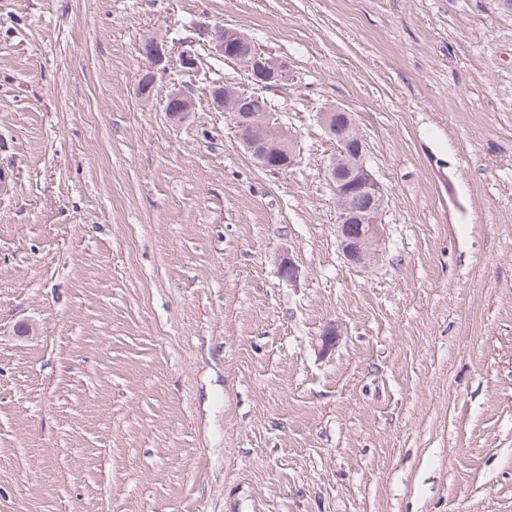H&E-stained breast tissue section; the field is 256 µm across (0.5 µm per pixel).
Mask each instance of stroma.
<instances>
[{
  "mask_svg": "<svg viewBox=\"0 0 512 512\" xmlns=\"http://www.w3.org/2000/svg\"><path fill=\"white\" fill-rule=\"evenodd\" d=\"M202 22L288 82L257 90ZM214 82L267 98L294 169L252 162ZM328 105L387 190L372 268L336 240ZM234 487L239 512H512L506 0H0V512H225ZM253 39L236 28L224 26L212 32L207 39V46L214 56L231 57L247 72L250 81L260 87H276L289 80L290 69L286 59L265 54L261 49H254ZM251 48L247 53L234 54L237 48ZM174 102L178 107V111H173L171 106L168 109V115L172 124H179L185 121L191 112H194L196 108V100L194 96V89L191 85H182L175 88L169 93L163 102V106L166 102Z\"/></svg>",
  "mask_w": 512,
  "mask_h": 512,
  "instance_id": "obj_1",
  "label": "stroma"
}]
</instances>
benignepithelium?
Returning a JSON list of instances; mask_svg holds the SVG:
<instances>
[{
  "mask_svg": "<svg viewBox=\"0 0 512 512\" xmlns=\"http://www.w3.org/2000/svg\"><path fill=\"white\" fill-rule=\"evenodd\" d=\"M149 43L147 58L151 70L146 76L148 83L151 82L153 69L163 65L169 58L167 41L153 36L149 38ZM207 46L213 55L219 58L230 57L242 65L250 81L260 88L276 87L289 80L287 60L254 48L253 39L236 28L226 26L217 29L209 35ZM208 97L214 110L232 115L235 133L255 164L265 163L266 144L257 132L266 128L274 129L280 141V155L273 170L278 173L287 172L298 164L297 139L275 114L246 111V96L236 87L220 82L210 86ZM166 100L176 103L178 107L176 112L168 110L173 124L184 122L196 108L194 89L188 84L171 91ZM336 115L354 118L353 114L338 107L317 113L319 123L332 138L337 136V127L333 122ZM326 177L337 202L336 236L344 258L362 268L374 266L382 261L385 253L383 213L387 192L367 165L363 135H357V144L353 150L349 151L343 145L337 148L336 156L327 166ZM354 194L367 197L369 206L361 210L352 208L348 199Z\"/></svg>",
  "mask_w": 512,
  "mask_h": 512,
  "instance_id": "obj_1",
  "label": "benign epithelium"
}]
</instances>
